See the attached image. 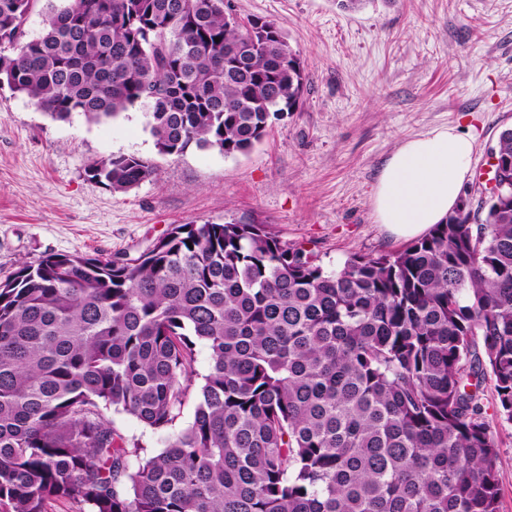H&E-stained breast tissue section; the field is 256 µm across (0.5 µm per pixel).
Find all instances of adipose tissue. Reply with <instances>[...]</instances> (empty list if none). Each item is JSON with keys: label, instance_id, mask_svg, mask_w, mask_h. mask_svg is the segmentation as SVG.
<instances>
[{"label": "adipose tissue", "instance_id": "ef3b65f1", "mask_svg": "<svg viewBox=\"0 0 512 512\" xmlns=\"http://www.w3.org/2000/svg\"><path fill=\"white\" fill-rule=\"evenodd\" d=\"M474 142L456 127L404 141L384 163L372 195L378 224L409 240L444 221L459 203L472 165Z\"/></svg>", "mask_w": 512, "mask_h": 512}]
</instances>
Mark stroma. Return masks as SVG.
Instances as JSON below:
<instances>
[{
  "mask_svg": "<svg viewBox=\"0 0 512 512\" xmlns=\"http://www.w3.org/2000/svg\"><path fill=\"white\" fill-rule=\"evenodd\" d=\"M240 20L279 24L305 68L300 107L247 154L158 152L139 106L113 120H52L0 85V281L55 253L138 255L173 224H266L329 271L404 248L371 195L402 142L454 126L475 140L463 196L512 127V0H230ZM136 155L152 177L126 192L90 180L94 160ZM479 395L498 435L501 512H512V424Z\"/></svg>",
  "mask_w": 512,
  "mask_h": 512,
  "instance_id": "35a3bbf8",
  "label": "stroma"
}]
</instances>
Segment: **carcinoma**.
Masks as SVG:
<instances>
[{"mask_svg":"<svg viewBox=\"0 0 512 512\" xmlns=\"http://www.w3.org/2000/svg\"><path fill=\"white\" fill-rule=\"evenodd\" d=\"M46 2L42 32L23 38ZM225 0H0V84L58 121L150 102L158 152L246 153L306 75ZM279 35L254 46L256 27ZM219 41H214V38ZM476 211L327 271L265 224H172L136 257L56 253L0 282V512H500L512 423V128ZM87 175L126 192L135 155ZM140 456L105 416L164 432ZM487 411V420L498 435L501 455L497 464L501 486V512H512V424L502 422L495 413L496 392L493 383L486 379L479 390Z\"/></svg>","mask_w":512,"mask_h":512,"instance_id":"obj_1","label":"carcinoma"}]
</instances>
